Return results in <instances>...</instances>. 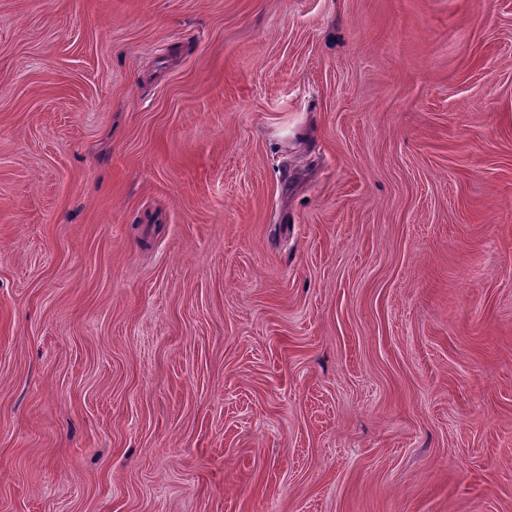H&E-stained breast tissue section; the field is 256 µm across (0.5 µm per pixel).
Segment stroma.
<instances>
[{
  "label": "stroma",
  "mask_w": 512,
  "mask_h": 512,
  "mask_svg": "<svg viewBox=\"0 0 512 512\" xmlns=\"http://www.w3.org/2000/svg\"><path fill=\"white\" fill-rule=\"evenodd\" d=\"M0 512H512V0H0Z\"/></svg>",
  "instance_id": "stroma-1"
}]
</instances>
